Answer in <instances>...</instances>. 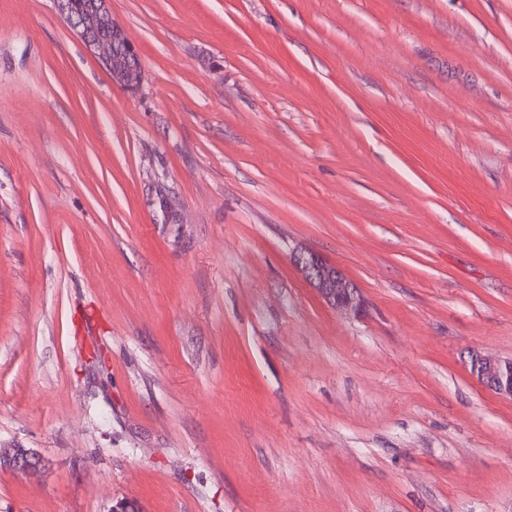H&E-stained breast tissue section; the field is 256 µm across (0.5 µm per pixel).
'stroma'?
<instances>
[{"label": "stroma", "instance_id": "obj_1", "mask_svg": "<svg viewBox=\"0 0 512 512\" xmlns=\"http://www.w3.org/2000/svg\"><path fill=\"white\" fill-rule=\"evenodd\" d=\"M111 10L0 0V512H512V0ZM89 1L92 2L81 9L71 0H52V3L57 16L112 76L113 83L127 92L137 91L143 73L135 64L139 60L136 44L112 17L110 0ZM104 30L110 32L106 38ZM292 261L307 283L337 311L356 314L363 310L361 291L339 267L311 252L295 253ZM470 373L483 386L499 397L512 400V358L501 359L472 351Z\"/></svg>", "mask_w": 512, "mask_h": 512}]
</instances>
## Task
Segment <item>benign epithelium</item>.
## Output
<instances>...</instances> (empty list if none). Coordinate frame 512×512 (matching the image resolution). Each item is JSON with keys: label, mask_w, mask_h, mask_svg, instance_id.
<instances>
[{"label": "benign epithelium", "mask_w": 512, "mask_h": 512, "mask_svg": "<svg viewBox=\"0 0 512 512\" xmlns=\"http://www.w3.org/2000/svg\"><path fill=\"white\" fill-rule=\"evenodd\" d=\"M55 13L77 36L85 49L112 76L114 84L127 92L139 89L143 73L136 66L137 46L123 26L112 17L110 0H92L81 9L73 0H52ZM307 283L337 311L359 313L364 308L361 291L337 266L311 252L292 256ZM470 373L496 395L512 400V358L501 359L472 351L469 355ZM39 463L34 452L19 450L7 466L18 472H29Z\"/></svg>", "instance_id": "benign-epithelium-1"}]
</instances>
